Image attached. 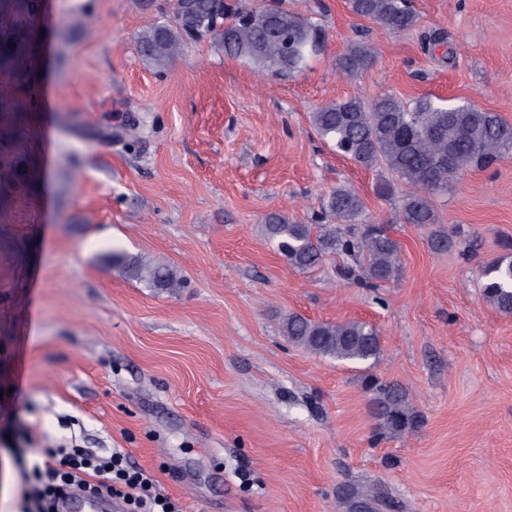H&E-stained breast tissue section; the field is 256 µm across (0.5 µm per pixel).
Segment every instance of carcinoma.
<instances>
[{
	"instance_id": "obj_1",
	"label": "carcinoma",
	"mask_w": 512,
	"mask_h": 512,
	"mask_svg": "<svg viewBox=\"0 0 512 512\" xmlns=\"http://www.w3.org/2000/svg\"><path fill=\"white\" fill-rule=\"evenodd\" d=\"M352 13L384 29L405 31L417 22L410 0H348ZM210 39L224 54L243 60L271 75L299 71L324 54L326 32L313 16L273 4L248 5L246 0H174L173 17L138 36L142 58L165 70L192 41ZM373 48L352 44L340 58L339 69L353 75L366 68ZM316 132L332 143L336 154L365 169L378 171L373 190L391 198L400 185L402 223L430 227L428 244L435 252L455 245L454 235L439 226L431 197L448 191L468 172L487 169L512 158V123L500 114L469 102L448 105L439 97L406 101L383 95L371 104L358 96L330 102L310 113ZM322 224H295L277 213L268 215L262 232L275 242L288 264L300 271L319 266L336 254L359 257L357 271H347L367 288H379L400 270V242L384 224H368L365 205L350 187L332 190L322 203ZM112 265L127 278L160 294L176 296L184 279L169 265L130 259L112 253ZM483 297L503 316H512V261L501 258L481 269ZM288 341L312 355L370 368L382 346L375 327L359 322H323L290 314L284 322ZM370 395L374 436L411 434L423 424L407 387L364 374ZM343 512H382L390 507L377 485H350L336 492Z\"/></svg>"
}]
</instances>
